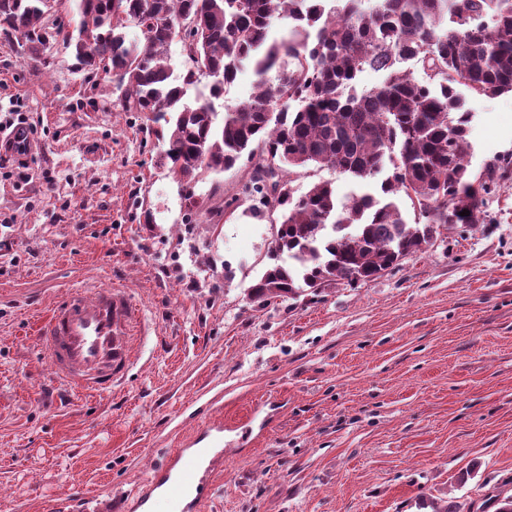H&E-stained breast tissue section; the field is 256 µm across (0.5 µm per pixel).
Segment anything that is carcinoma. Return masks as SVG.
Here are the masks:
<instances>
[{
  "label": "carcinoma",
  "instance_id": "cac0c4a2",
  "mask_svg": "<svg viewBox=\"0 0 512 512\" xmlns=\"http://www.w3.org/2000/svg\"><path fill=\"white\" fill-rule=\"evenodd\" d=\"M77 14L86 41L73 43L61 16L56 36L87 75L114 84L123 111L164 121L157 136L185 200L195 203L202 174L244 157L254 190L278 194L282 221L253 298L373 281L429 247L439 228L483 223L499 163L487 179L472 178L470 109L456 87L474 100L512 93V0H78ZM184 17L198 18L199 31L181 32ZM277 20L288 22V35L271 36ZM0 26L35 55L44 46L40 0H0ZM180 40L194 57L177 71L170 47ZM408 60L422 77L399 67ZM373 66L385 81L358 87ZM245 67L254 90L218 124L213 100ZM202 69L212 74L211 99L189 103ZM311 167L358 184L387 168L384 199L368 190L341 198L330 182L294 196L292 175Z\"/></svg>",
  "mask_w": 512,
  "mask_h": 512
}]
</instances>
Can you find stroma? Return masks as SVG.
I'll use <instances>...</instances> for the list:
<instances>
[{
    "label": "stroma",
    "instance_id": "1",
    "mask_svg": "<svg viewBox=\"0 0 512 512\" xmlns=\"http://www.w3.org/2000/svg\"><path fill=\"white\" fill-rule=\"evenodd\" d=\"M50 41L0 30V116L32 148L0 159V512H48L73 486L104 506L202 413L233 422L282 399L224 459L215 512H432L512 493V169L481 224L442 230L381 278L251 298L274 224L248 168L202 174L188 212L151 116L124 112ZM473 176L512 155V93L470 102ZM124 287L148 329L126 383L61 392L34 336L48 303ZM9 114H14L16 118L10 117L6 118L4 121H2V119L0 120L1 135L7 134L17 127L7 138V141H10L12 145V149L9 153L15 156L25 155L29 151L31 144L28 131L24 128L26 123L25 119L22 117V114L18 112H11Z\"/></svg>",
    "mask_w": 512,
    "mask_h": 512
}]
</instances>
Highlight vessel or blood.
Here are the masks:
<instances>
[{
  "mask_svg": "<svg viewBox=\"0 0 512 512\" xmlns=\"http://www.w3.org/2000/svg\"><path fill=\"white\" fill-rule=\"evenodd\" d=\"M139 310L121 288L75 289L57 299L37 329L38 345L57 381L76 394L104 395L132 369ZM266 414L227 423L208 417L126 493L136 512H207L228 448L244 446L271 427L276 399Z\"/></svg>",
  "mask_w": 512,
  "mask_h": 512,
  "instance_id": "vessel-or-blood-1",
  "label": "vessel or blood"
}]
</instances>
